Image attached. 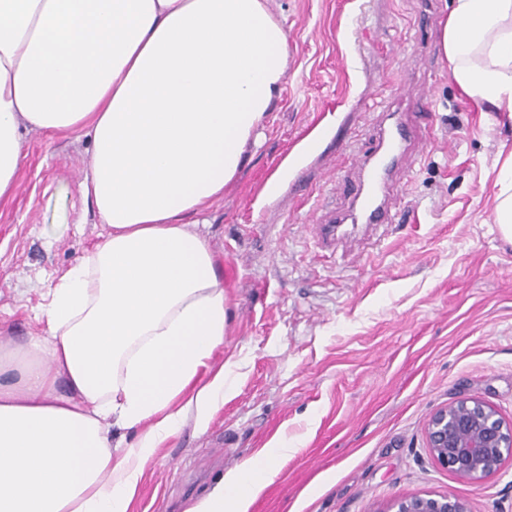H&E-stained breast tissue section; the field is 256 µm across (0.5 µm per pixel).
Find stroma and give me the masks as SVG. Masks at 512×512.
I'll use <instances>...</instances> for the list:
<instances>
[{
    "instance_id": "stroma-1",
    "label": "stroma",
    "mask_w": 512,
    "mask_h": 512,
    "mask_svg": "<svg viewBox=\"0 0 512 512\" xmlns=\"http://www.w3.org/2000/svg\"><path fill=\"white\" fill-rule=\"evenodd\" d=\"M452 0H264L288 32V71L260 143L198 225L228 298L234 393L206 431L159 449L136 512H185L213 481L279 434L299 440L248 512H385L453 494L473 512H512V460L458 481L433 462L425 424L477 397L512 421V243L495 223L496 161L512 115L487 112L452 78L440 24ZM428 105L425 142L399 174L392 226L355 227L335 252L311 221L343 207L356 158L388 104ZM320 137L274 198L271 175ZM12 197L0 201V348L37 330L47 289L103 231L80 182L88 138L23 131Z\"/></svg>"
}]
</instances>
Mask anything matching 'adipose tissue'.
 Here are the masks:
<instances>
[{
  "label": "adipose tissue",
  "mask_w": 512,
  "mask_h": 512,
  "mask_svg": "<svg viewBox=\"0 0 512 512\" xmlns=\"http://www.w3.org/2000/svg\"><path fill=\"white\" fill-rule=\"evenodd\" d=\"M441 44L464 96L512 112V0H453ZM287 65L263 0H0V200L22 129L77 134L104 226L0 358V512H133L158 448L233 392L224 280L188 218L223 198ZM296 450L278 437L188 512H248Z\"/></svg>",
  "instance_id": "adipose-tissue-1"
}]
</instances>
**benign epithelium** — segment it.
Wrapping results in <instances>:
<instances>
[{
  "label": "benign epithelium",
  "instance_id": "7a95c632",
  "mask_svg": "<svg viewBox=\"0 0 512 512\" xmlns=\"http://www.w3.org/2000/svg\"><path fill=\"white\" fill-rule=\"evenodd\" d=\"M433 461L461 482H474L499 472L512 457V423L477 397L455 399L437 408L426 425ZM382 512H472L451 494L405 498Z\"/></svg>",
  "mask_w": 512,
  "mask_h": 512
}]
</instances>
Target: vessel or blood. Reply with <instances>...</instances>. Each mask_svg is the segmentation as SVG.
<instances>
[{
	"mask_svg": "<svg viewBox=\"0 0 512 512\" xmlns=\"http://www.w3.org/2000/svg\"><path fill=\"white\" fill-rule=\"evenodd\" d=\"M418 118L415 111L386 114L376 132L373 150L360 158L358 188L350 200L348 213L317 217L312 226L313 238L320 249L335 250L337 242L346 234L345 224L391 223L387 205L391 176L408 151L423 146Z\"/></svg>",
	"mask_w": 512,
	"mask_h": 512,
	"instance_id": "vessel-or-blood-1",
	"label": "vessel or blood"
}]
</instances>
